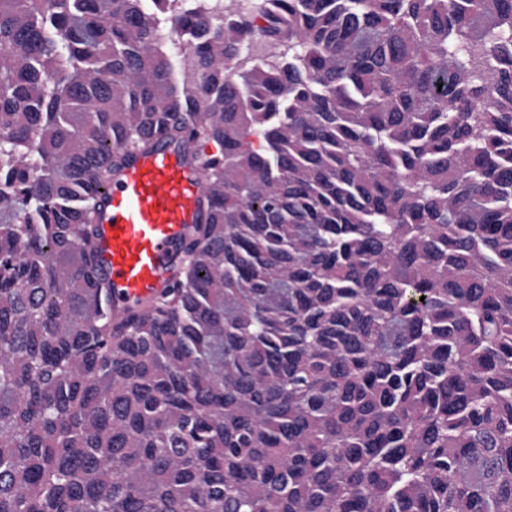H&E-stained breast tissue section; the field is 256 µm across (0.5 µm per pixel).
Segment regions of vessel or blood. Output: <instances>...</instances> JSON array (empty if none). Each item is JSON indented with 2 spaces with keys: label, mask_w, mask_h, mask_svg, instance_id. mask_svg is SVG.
<instances>
[{
  "label": "vessel or blood",
  "mask_w": 512,
  "mask_h": 512,
  "mask_svg": "<svg viewBox=\"0 0 512 512\" xmlns=\"http://www.w3.org/2000/svg\"><path fill=\"white\" fill-rule=\"evenodd\" d=\"M189 142L138 152L103 190L95 215L97 271L112 287V313L157 296L179 270L178 249L200 220L204 178Z\"/></svg>",
  "instance_id": "obj_1"
}]
</instances>
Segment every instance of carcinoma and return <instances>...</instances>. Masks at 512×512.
<instances>
[{
    "label": "carcinoma",
    "instance_id": "1",
    "mask_svg": "<svg viewBox=\"0 0 512 512\" xmlns=\"http://www.w3.org/2000/svg\"><path fill=\"white\" fill-rule=\"evenodd\" d=\"M156 134L200 223L116 317ZM0 512H512V0H0ZM187 140L136 154L103 190L95 214L97 273L112 287V314L157 296L179 270L178 249L200 220L204 178Z\"/></svg>",
    "mask_w": 512,
    "mask_h": 512
}]
</instances>
